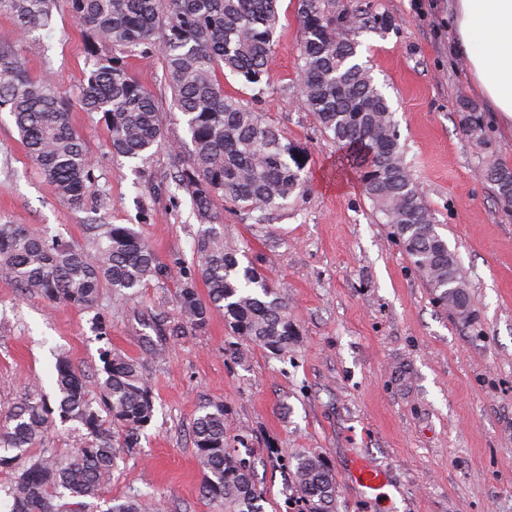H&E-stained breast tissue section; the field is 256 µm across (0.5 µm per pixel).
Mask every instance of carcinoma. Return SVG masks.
Segmentation results:
<instances>
[{"instance_id": "obj_1", "label": "carcinoma", "mask_w": 512, "mask_h": 512, "mask_svg": "<svg viewBox=\"0 0 512 512\" xmlns=\"http://www.w3.org/2000/svg\"><path fill=\"white\" fill-rule=\"evenodd\" d=\"M54 0H0V15L25 31L49 25ZM75 21L89 32L88 65L79 100L100 112L112 154L143 163L165 143L152 93L128 69V58L158 55L172 89L173 108L185 121L189 141L165 143L175 187L191 199L200 223L194 240L195 270L207 288L203 301L188 278L178 292L183 323L205 325L210 307L224 310L235 336L270 350L288 352L295 336L285 297L253 266L240 264L224 248L218 204L242 210L275 211L304 187L301 151L282 142L278 131L252 103L224 90L226 74L251 88L261 85L277 45L278 0H68ZM301 33L300 91L321 132L345 149L361 173L364 195L393 229L413 267L442 306L448 283L461 284L458 261L404 162V146L385 94L368 63L360 60L349 33L382 29L387 20L352 5L336 11L333 0H297ZM342 37L336 38V31ZM107 46L109 54L99 47ZM9 108L21 142L57 195L86 208L92 166L82 137L69 119V104L47 79H31L21 58L0 50V108ZM464 125L478 147L486 145L475 113ZM496 198L512 207V168L484 174ZM87 241L75 244L7 221L0 224V276L50 304L91 309L103 290L123 299L163 275L153 249L133 228L86 225ZM105 378L89 380L65 357L55 363L60 417L86 430L80 449L61 460L45 449L34 455L51 425L42 390L28 389L0 416V468L20 457L30 464L13 477L8 512H86L118 466L120 449L137 447L154 405L145 366L109 349L101 352ZM192 437L203 470L202 495L224 512H259L262 498L254 465L227 448L224 405L200 408ZM294 467V512H334L336 478L318 456L281 457ZM151 495L112 500L106 512H150Z\"/></svg>"}]
</instances>
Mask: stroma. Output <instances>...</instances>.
Returning <instances> with one entry per match:
<instances>
[{"mask_svg":"<svg viewBox=\"0 0 512 512\" xmlns=\"http://www.w3.org/2000/svg\"><path fill=\"white\" fill-rule=\"evenodd\" d=\"M386 16V30L355 33L394 113L405 162L455 252L468 313L436 302L388 225L362 191L343 151L325 137L299 93L296 0H279V41L262 94L228 77L229 93L255 98L283 140L306 157V183L286 208L257 221L225 204L224 243L284 295L297 334L284 354L231 335L224 313L204 327L181 325L177 293L195 266L200 224L170 178L167 150L147 163L112 155L109 134L78 92L87 37L66 0L49 26L22 32L0 15V49L28 73L49 78L70 101V121L93 163L86 196L106 224L133 227L152 246L163 278L133 298L102 293L96 310L49 304L0 279V409L41 383L54 396L56 353L96 377L104 346L139 359L151 375L154 415L125 451L92 512L137 493L156 512H219L199 492L192 423L204 404L227 410L229 447L250 454L266 492L265 512H286L292 471L273 455L322 457L336 476V512H512V208L482 177L512 166L505 135L464 80L452 51L450 0H336ZM154 95L167 140L187 139L172 118L159 57L133 58ZM481 115L485 147L464 128L461 108ZM0 216L84 242L87 214L73 210L37 171L8 111H0ZM106 319L99 339L95 314ZM386 471L380 495L347 480L354 459Z\"/></svg>","mask_w":512,"mask_h":512,"instance_id":"stroma-1","label":"stroma"}]
</instances>
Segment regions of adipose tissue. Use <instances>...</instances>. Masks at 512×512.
Returning <instances> with one entry per match:
<instances>
[{
	"label": "adipose tissue",
	"mask_w": 512,
	"mask_h": 512,
	"mask_svg": "<svg viewBox=\"0 0 512 512\" xmlns=\"http://www.w3.org/2000/svg\"><path fill=\"white\" fill-rule=\"evenodd\" d=\"M453 45L471 85L512 131V0H454Z\"/></svg>",
	"instance_id": "1"
}]
</instances>
